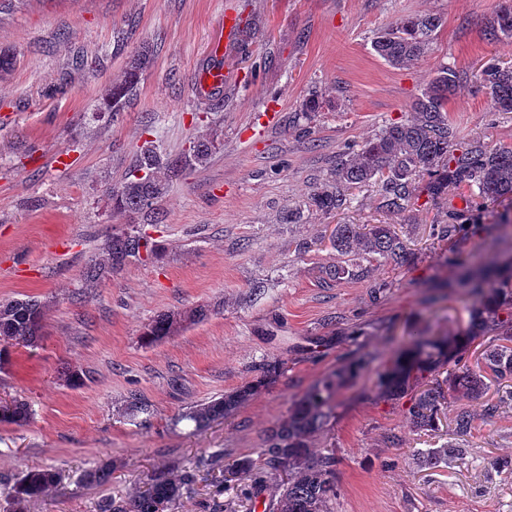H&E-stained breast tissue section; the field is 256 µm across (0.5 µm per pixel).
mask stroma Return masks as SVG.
Listing matches in <instances>:
<instances>
[{"label":"stroma","instance_id":"stroma-1","mask_svg":"<svg viewBox=\"0 0 512 512\" xmlns=\"http://www.w3.org/2000/svg\"><path fill=\"white\" fill-rule=\"evenodd\" d=\"M497 4L18 0L0 13V49L15 56L0 76V301L46 307L37 345L13 348L0 365V400L33 410L26 425L0 424V498L24 471L52 468L61 490L27 512H99L103 499L143 490L153 473L193 470L194 490L174 512H253L252 477L222 489L216 480L236 460L258 457L264 431L293 399L368 353L355 385L336 395L335 421L312 443L336 452L335 512H512V401L503 384L465 402L474 417L465 433L455 429V408H441L437 429L420 432L408 399L375 397L383 362L413 334L468 328L474 303L445 259L512 255V236L497 226L512 201L488 203L467 239L431 234L469 206L463 185L433 201L417 178V196L401 212L382 207L377 182L350 190L340 209L308 205L349 147L410 118L443 64L460 74L448 102L457 143L512 145V112L499 111L476 80L490 64H512V38L486 37ZM229 11L248 34L226 38ZM407 15L442 24L420 60L399 68L373 45ZM145 45L155 62L136 99L118 115L100 111ZM213 67L223 88L197 93L195 77ZM313 91L320 108L303 111ZM203 138L216 145L208 163L173 179L164 223L144 227L162 255L86 287V269L105 262L108 238L130 222L107 188L128 177L144 142L176 158ZM296 209L302 221L286 223ZM339 224L392 225L415 259L367 263L360 279L328 284L326 270L341 260L332 245ZM197 306L207 310L203 320L142 344L157 315ZM270 362L283 365L282 375L233 414L201 429L177 422L184 407L256 380ZM70 370L85 373L82 386L66 382ZM133 391L150 405L135 418L124 412ZM440 447L447 460L424 465L420 451ZM103 462L111 467L104 485L79 483Z\"/></svg>","mask_w":512,"mask_h":512}]
</instances>
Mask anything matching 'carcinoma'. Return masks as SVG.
Instances as JSON below:
<instances>
[{
    "mask_svg": "<svg viewBox=\"0 0 512 512\" xmlns=\"http://www.w3.org/2000/svg\"><path fill=\"white\" fill-rule=\"evenodd\" d=\"M440 18L415 15L386 28L374 41L376 53L388 63L410 66L429 49ZM489 36L512 38V0H502L491 21ZM154 63L153 51L144 47L127 62L120 78L112 81L99 108L117 114L137 96L141 77ZM480 86L490 89L501 112H512V65L491 64L479 77ZM455 69L442 65L437 75L412 105L413 115L393 123L366 140L336 165L333 180L314 190L311 205L324 212L346 203L345 190L354 185L381 182L384 207L393 212L407 208L415 197V177L428 176L426 190L432 198L448 194L451 185L464 184L483 200L512 199V147L491 146L476 141L457 148L455 133L448 120V99L455 91ZM214 141L200 140L189 152L169 159L152 141L140 150L136 173L120 185L109 188L112 208L130 215L155 213L168 193L170 175L204 165ZM474 213L459 215V223L442 224L437 235H469ZM336 252L347 260L331 267L326 275L340 281L355 275L358 261L375 259L403 266L411 261L407 243L390 224L360 228L338 224L332 236ZM155 255L158 245L141 235L134 225L112 234L107 244L108 267L117 270L141 253ZM446 262L460 273V286L477 302L476 315L464 336H425L416 334L409 346L378 375L376 397L400 400L410 397V422L416 430L435 426L441 406L476 399L485 388V372L496 379H512V265L476 267L468 259L453 254ZM204 317L201 310L165 312L148 324L141 334L145 345H152L177 334ZM45 313L36 303L23 300L0 302V361L16 345L34 344L42 335ZM494 336L483 353V366L467 365L466 353L477 337ZM361 369L358 359L336 368V372L314 384L294 400L287 417L269 429L263 440L261 461L268 474L281 472L286 479L277 484L276 512H333L336 501V454L331 449L316 453L311 438L324 431L335 419L336 394L351 385ZM255 386L246 385L220 398L193 404L178 413L176 422L191 421L195 427L222 419L246 402ZM29 404L13 400L0 405V423L23 426L30 421ZM110 467L101 464L83 474L86 484H104ZM195 482L191 471L173 477L160 474L148 487L124 498L103 502L100 512H171ZM61 483L51 469L26 471L12 486L11 512H25L26 504L48 495Z\"/></svg>",
    "mask_w": 512,
    "mask_h": 512,
    "instance_id": "1",
    "label": "carcinoma"
}]
</instances>
